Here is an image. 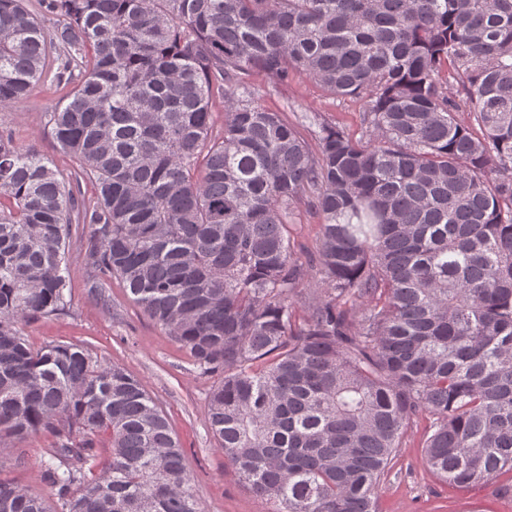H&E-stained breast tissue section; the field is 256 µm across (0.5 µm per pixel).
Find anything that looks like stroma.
Here are the masks:
<instances>
[{"label":"stroma","mask_w":512,"mask_h":512,"mask_svg":"<svg viewBox=\"0 0 512 512\" xmlns=\"http://www.w3.org/2000/svg\"><path fill=\"white\" fill-rule=\"evenodd\" d=\"M253 85L256 100L300 124L306 140L314 138L313 125L306 122L311 115L336 124L353 139L366 135L362 99L329 95L304 77L277 88L259 78ZM62 95L54 82L45 81L14 111L0 112V126L11 132L15 144L51 157L67 176L72 160L55 146L47 127V113ZM68 267L67 310L25 326L28 342L35 347L78 345L139 379L181 442L200 512H272V503L256 497L217 448L205 412L215 378L201 374L186 350L128 298L119 282H110L99 293L91 289L80 237L71 241ZM427 426L422 420L408 429L382 476L375 490L381 512H512V498L495 494L497 481L457 488L430 471L422 448ZM52 441V435L43 432L1 451L0 478L56 501V489L41 465Z\"/></svg>","instance_id":"1"}]
</instances>
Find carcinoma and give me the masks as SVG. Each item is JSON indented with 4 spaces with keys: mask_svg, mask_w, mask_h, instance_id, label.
<instances>
[{
    "mask_svg": "<svg viewBox=\"0 0 512 512\" xmlns=\"http://www.w3.org/2000/svg\"><path fill=\"white\" fill-rule=\"evenodd\" d=\"M45 9L51 31L25 0H0V111L50 61L60 83L81 74L47 113L70 179L0 131V443L51 431L58 500L0 479V512H197L142 382L23 336L66 309L75 224L89 228L91 288L122 283L220 375L206 410L219 450L277 512H379L375 488L421 417L440 480L512 473V0ZM254 77L366 99L369 139L315 117L311 149L255 100ZM306 194L322 224L305 264L292 226ZM310 279L299 316L290 298Z\"/></svg>",
    "mask_w": 512,
    "mask_h": 512,
    "instance_id": "carcinoma-1",
    "label": "carcinoma"
}]
</instances>
